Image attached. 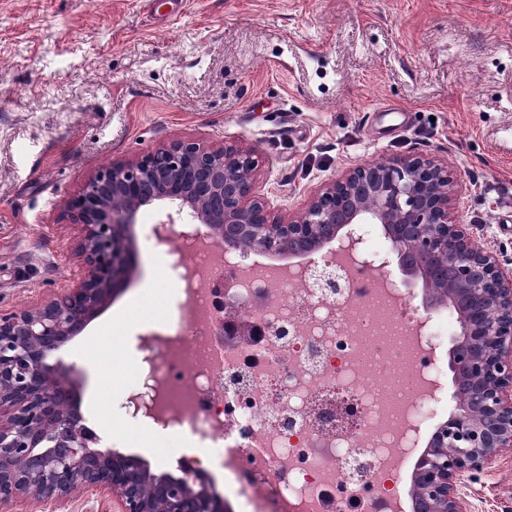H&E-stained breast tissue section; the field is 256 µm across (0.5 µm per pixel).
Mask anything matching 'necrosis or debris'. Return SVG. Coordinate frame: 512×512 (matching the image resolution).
<instances>
[{
    "instance_id": "necrosis-or-debris-1",
    "label": "necrosis or debris",
    "mask_w": 512,
    "mask_h": 512,
    "mask_svg": "<svg viewBox=\"0 0 512 512\" xmlns=\"http://www.w3.org/2000/svg\"><path fill=\"white\" fill-rule=\"evenodd\" d=\"M361 231L332 296L311 287L307 264L276 274L234 251L217 262L188 245L185 317L138 339L152 424L197 437L199 452L180 465L219 467L236 495L256 498L255 512H394L444 399L432 354L456 314L420 317L380 261L362 268L361 251L381 259L390 244L375 225ZM219 267L260 324L259 342L217 340L208 279Z\"/></svg>"
}]
</instances>
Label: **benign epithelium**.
<instances>
[{"label": "benign epithelium", "instance_id": "7a95c632", "mask_svg": "<svg viewBox=\"0 0 512 512\" xmlns=\"http://www.w3.org/2000/svg\"><path fill=\"white\" fill-rule=\"evenodd\" d=\"M261 166L242 143L182 137L98 168L63 199L57 223L79 229L78 276L33 305L0 308V512L32 498L63 507L80 490L117 502L118 512L230 510L199 471L158 474L139 456L96 447L79 411V372L47 363L133 274L136 224L149 208L162 245L193 224L215 249L263 256L269 245L281 253L306 240L320 245L344 224H378L394 252L446 266L447 280L426 284L425 310L458 302L461 334L448 356L463 389L460 411L419 461L420 512H470L464 479L512 457V269L453 219L448 164L407 155L356 165L311 190L296 213L271 209L258 190ZM222 335L229 344L261 336L228 293Z\"/></svg>", "mask_w": 512, "mask_h": 512}]
</instances>
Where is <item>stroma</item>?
I'll use <instances>...</instances> for the list:
<instances>
[{"label": "stroma", "instance_id": "stroma-1", "mask_svg": "<svg viewBox=\"0 0 512 512\" xmlns=\"http://www.w3.org/2000/svg\"><path fill=\"white\" fill-rule=\"evenodd\" d=\"M238 141L278 210L345 168L411 154L448 162L456 220L512 260V0H0V307L72 281L64 197L99 167L175 137ZM136 226L135 271L61 351L81 413L112 450L174 471L182 439L131 418L105 364L136 381V336L182 297L178 242ZM167 274H160V267ZM472 512H512V460Z\"/></svg>", "mask_w": 512, "mask_h": 512}]
</instances>
